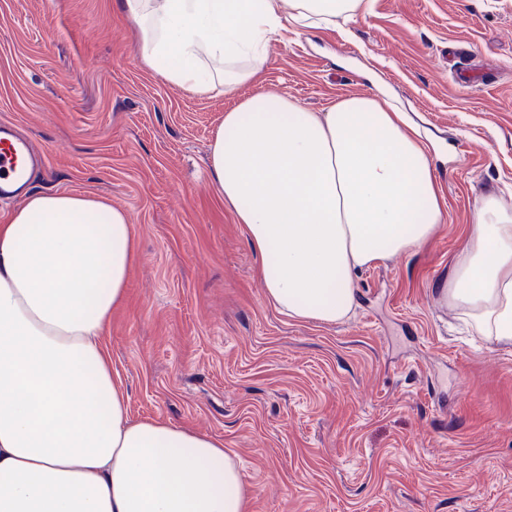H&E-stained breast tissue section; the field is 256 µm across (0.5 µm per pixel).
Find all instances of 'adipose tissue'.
Wrapping results in <instances>:
<instances>
[{
	"label": "adipose tissue",
	"mask_w": 512,
	"mask_h": 512,
	"mask_svg": "<svg viewBox=\"0 0 512 512\" xmlns=\"http://www.w3.org/2000/svg\"><path fill=\"white\" fill-rule=\"evenodd\" d=\"M373 0H120L146 65L187 92L253 84L292 25L370 13ZM210 178L260 257L266 296L333 323L354 279L443 222L427 147L368 94L312 112L260 92L225 112ZM443 294L485 339L512 344V212L487 198ZM134 256L127 212L80 193H28L0 223V512H246L223 440L131 421L102 333Z\"/></svg>",
	"instance_id": "1"
}]
</instances>
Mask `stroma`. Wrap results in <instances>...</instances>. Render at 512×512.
Wrapping results in <instances>:
<instances>
[{
    "instance_id": "stroma-1",
    "label": "stroma",
    "mask_w": 512,
    "mask_h": 512,
    "mask_svg": "<svg viewBox=\"0 0 512 512\" xmlns=\"http://www.w3.org/2000/svg\"><path fill=\"white\" fill-rule=\"evenodd\" d=\"M118 0H0V122L48 155L31 181L124 209L135 259L103 343L132 421L222 439L247 512H512V345L442 296L488 196L512 211V0H374L275 36L256 84L198 97L140 55ZM401 109L446 220L354 282L352 314L296 320L209 178L241 98Z\"/></svg>"
}]
</instances>
